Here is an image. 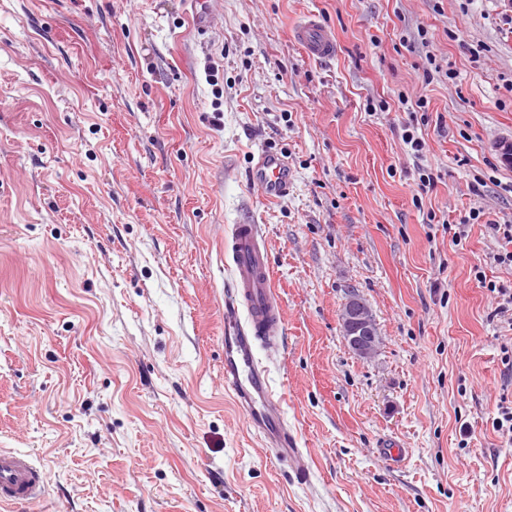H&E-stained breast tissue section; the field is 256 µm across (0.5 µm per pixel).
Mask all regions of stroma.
Returning a JSON list of instances; mask_svg holds the SVG:
<instances>
[{"label": "stroma", "mask_w": 512, "mask_h": 512, "mask_svg": "<svg viewBox=\"0 0 512 512\" xmlns=\"http://www.w3.org/2000/svg\"><path fill=\"white\" fill-rule=\"evenodd\" d=\"M208 9L201 35L192 0H0V448L47 475L12 512H512V317L476 278L512 289L486 228L512 220L501 0ZM309 14L334 57L293 41ZM403 96L427 101L420 161ZM267 149L275 201L249 179ZM228 224L267 243L285 330L260 356L302 479L224 388ZM353 289L369 358L342 335ZM250 180L258 186L266 199L282 197L288 193L291 182L288 161L279 152L266 151L259 155L250 172ZM343 338L349 349L358 356L371 354L378 343L373 314L364 300L351 291L341 310Z\"/></svg>", "instance_id": "35a3bbf8"}]
</instances>
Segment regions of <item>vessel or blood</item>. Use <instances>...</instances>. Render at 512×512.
Listing matches in <instances>:
<instances>
[{"label":"vessel or blood","instance_id":"obj_1","mask_svg":"<svg viewBox=\"0 0 512 512\" xmlns=\"http://www.w3.org/2000/svg\"><path fill=\"white\" fill-rule=\"evenodd\" d=\"M292 38L310 58H326L336 50L334 34L312 18L295 25ZM250 179L273 200L287 194L291 173L281 153L267 151L259 155ZM224 250L233 263L232 280L224 291V387L274 458L288 463L296 475H307L306 454L288 428L282 399L258 354L260 348L279 345L284 331L283 308L259 226H227ZM45 493L43 469L26 453L0 448V507L33 503Z\"/></svg>","mask_w":512,"mask_h":512}]
</instances>
